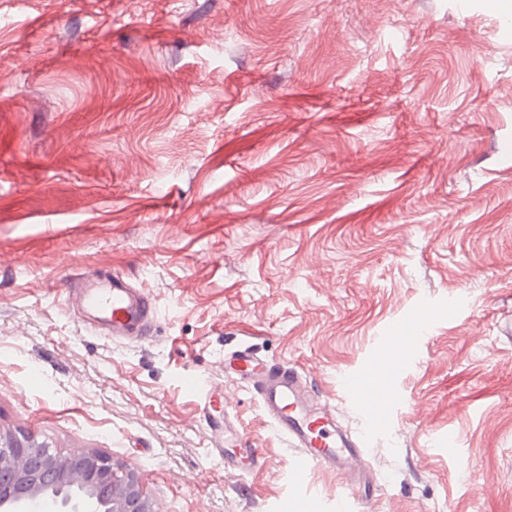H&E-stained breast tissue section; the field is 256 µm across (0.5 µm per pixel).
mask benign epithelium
I'll return each instance as SVG.
<instances>
[{
  "label": "benign epithelium",
  "instance_id": "obj_1",
  "mask_svg": "<svg viewBox=\"0 0 512 512\" xmlns=\"http://www.w3.org/2000/svg\"><path fill=\"white\" fill-rule=\"evenodd\" d=\"M154 512L141 473L94 452L64 456L25 436L0 434V512Z\"/></svg>",
  "mask_w": 512,
  "mask_h": 512
}]
</instances>
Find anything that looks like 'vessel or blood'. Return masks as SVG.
<instances>
[{
    "label": "vessel or blood",
    "instance_id": "vessel-or-blood-1",
    "mask_svg": "<svg viewBox=\"0 0 512 512\" xmlns=\"http://www.w3.org/2000/svg\"><path fill=\"white\" fill-rule=\"evenodd\" d=\"M79 300L88 317L109 330L113 337L145 339L150 331L149 302L145 295L114 275L97 273L83 280ZM429 314L420 308L407 313L399 330L408 344L400 362L408 367L424 340ZM225 376L250 387L258 396L266 416L300 452L293 468L296 483H303L313 466L345 475L349 489L365 496L371 484L357 461L362 450L336 422L333 406L318 404L301 372L288 363H271L248 345H240L224 359Z\"/></svg>",
    "mask_w": 512,
    "mask_h": 512
}]
</instances>
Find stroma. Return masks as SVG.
I'll return each mask as SVG.
<instances>
[{
    "mask_svg": "<svg viewBox=\"0 0 512 512\" xmlns=\"http://www.w3.org/2000/svg\"><path fill=\"white\" fill-rule=\"evenodd\" d=\"M455 3L0 0V432L138 468L156 512H512V13ZM95 270L151 300L148 339L84 320ZM242 344L332 399L370 499L294 483L224 374ZM198 382L234 386L257 469ZM430 324L429 314L421 309L415 308L407 313L399 323V331L405 336L403 338L410 347L404 351L399 369L404 371L415 360V351L425 338V332Z\"/></svg>",
    "mask_w": 512,
    "mask_h": 512,
    "instance_id": "35a3bbf8",
    "label": "stroma"
}]
</instances>
